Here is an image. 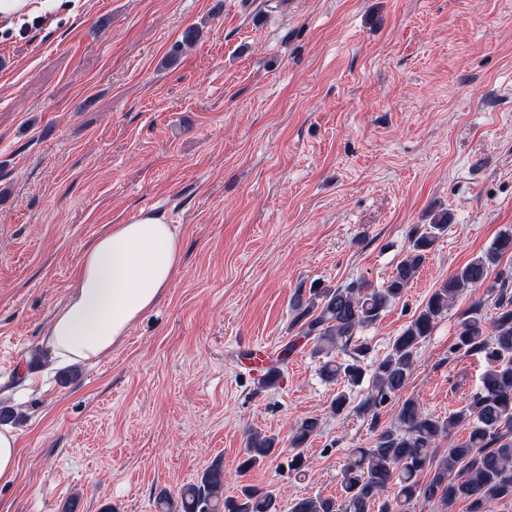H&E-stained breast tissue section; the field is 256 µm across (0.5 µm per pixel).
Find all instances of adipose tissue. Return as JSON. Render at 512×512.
Masks as SVG:
<instances>
[{"instance_id": "1", "label": "adipose tissue", "mask_w": 512, "mask_h": 512, "mask_svg": "<svg viewBox=\"0 0 512 512\" xmlns=\"http://www.w3.org/2000/svg\"><path fill=\"white\" fill-rule=\"evenodd\" d=\"M180 257L175 226L154 211L106 226L84 250L45 332L52 358L68 365L108 356L169 287Z\"/></svg>"}]
</instances>
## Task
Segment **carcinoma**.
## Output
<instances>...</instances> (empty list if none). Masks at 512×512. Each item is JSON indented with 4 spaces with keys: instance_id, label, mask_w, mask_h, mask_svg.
Returning a JSON list of instances; mask_svg holds the SVG:
<instances>
[{
    "instance_id": "1",
    "label": "carcinoma",
    "mask_w": 512,
    "mask_h": 512,
    "mask_svg": "<svg viewBox=\"0 0 512 512\" xmlns=\"http://www.w3.org/2000/svg\"><path fill=\"white\" fill-rule=\"evenodd\" d=\"M449 225L446 211L429 224L414 225L403 257L379 288L359 280L315 288L309 299L298 298L300 336L313 343V354L326 357L322 377L344 384L332 402L335 412L349 407V390L360 386L366 373L363 363L370 347L356 336L376 324L406 292ZM508 252H512V230L501 232L487 251L434 289L386 355L370 364L373 389L357 411L374 413L399 396L415 369L418 348L448 312L449 303L466 290L484 286L496 294V316L486 321L480 305L474 304L462 315L455 344V351L479 354L486 362L468 403L442 417L426 412L418 399L405 398L395 421L376 434L371 447L350 450L339 497L298 498L290 512H411L421 500L436 502L446 512L461 500L467 502L466 512H489L492 501H512V292L507 276L489 281L491 268ZM337 351L346 358L332 357ZM459 427L468 430L467 438L440 453L441 440ZM319 428V419L313 417L292 428L288 469L304 466L308 442ZM279 445L275 435L250 432L239 471L248 472L278 457ZM424 471L431 473L427 481L420 479ZM156 508L157 512H280L272 491L244 486L237 495L224 496V467L219 462L184 485L178 499L158 495Z\"/></svg>"
}]
</instances>
